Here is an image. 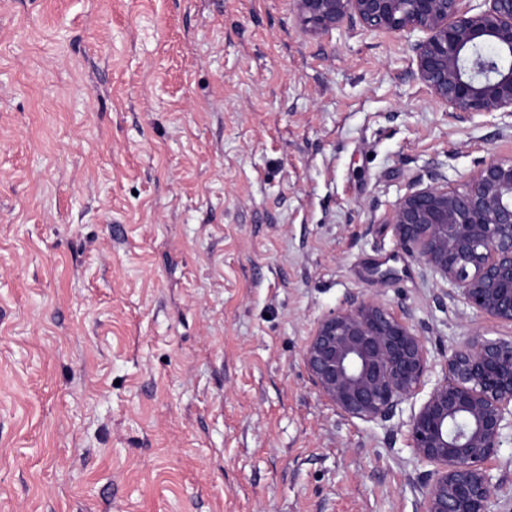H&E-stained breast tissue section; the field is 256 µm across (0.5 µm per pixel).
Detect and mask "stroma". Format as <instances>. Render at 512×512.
<instances>
[{
	"mask_svg": "<svg viewBox=\"0 0 512 512\" xmlns=\"http://www.w3.org/2000/svg\"><path fill=\"white\" fill-rule=\"evenodd\" d=\"M412 57L289 0H0V512H418L419 400L348 419L301 359L358 292L436 357L512 337L385 220L512 155Z\"/></svg>",
	"mask_w": 512,
	"mask_h": 512,
	"instance_id": "1",
	"label": "stroma"
}]
</instances>
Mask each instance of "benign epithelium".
<instances>
[{
    "instance_id": "7a95c632",
    "label": "benign epithelium",
    "mask_w": 512,
    "mask_h": 512,
    "mask_svg": "<svg viewBox=\"0 0 512 512\" xmlns=\"http://www.w3.org/2000/svg\"><path fill=\"white\" fill-rule=\"evenodd\" d=\"M303 29L405 32L416 76L455 118L512 115V0H291ZM387 222L397 246L446 285L444 294L512 326V157H491L458 186L410 184ZM320 395L349 419L384 426L411 410L408 443L431 466L419 512H492L491 462L512 431V338L472 331L437 361L408 318L356 294L323 314L302 351Z\"/></svg>"
}]
</instances>
